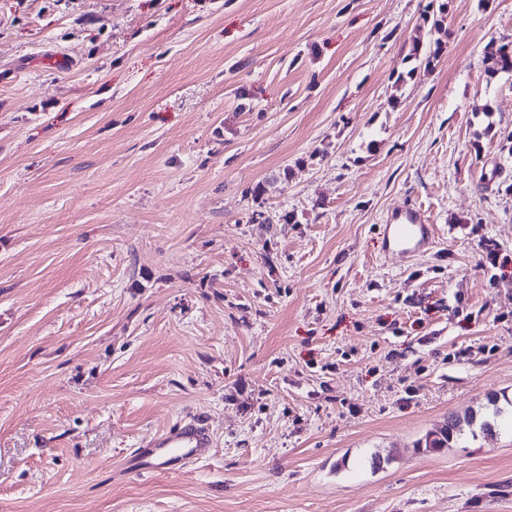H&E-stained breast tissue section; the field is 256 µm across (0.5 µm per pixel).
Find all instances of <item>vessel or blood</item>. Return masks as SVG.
<instances>
[{
  "label": "vessel or blood",
  "mask_w": 512,
  "mask_h": 512,
  "mask_svg": "<svg viewBox=\"0 0 512 512\" xmlns=\"http://www.w3.org/2000/svg\"><path fill=\"white\" fill-rule=\"evenodd\" d=\"M384 235L391 252L412 257L433 244L434 227L422 209L414 206L393 209L384 226ZM211 448L209 429L205 423L192 419L152 439L148 447L139 449L133 468L138 472L174 471L176 466L205 458Z\"/></svg>",
  "instance_id": "b4317fda"
}]
</instances>
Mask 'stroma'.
<instances>
[{
    "mask_svg": "<svg viewBox=\"0 0 512 512\" xmlns=\"http://www.w3.org/2000/svg\"><path fill=\"white\" fill-rule=\"evenodd\" d=\"M429 3L0 0V512H512V0L395 89ZM510 43V44H509ZM502 44L487 61L486 73L493 78L500 73H512V42ZM511 46L510 52L503 49ZM384 235L391 252L409 258L432 246L434 227L422 209L398 207L390 212L384 224ZM149 448H140L131 468L136 472L159 469L175 472L185 464L205 458L211 448L209 429L205 423L192 419L181 423L152 439ZM173 457L165 458L162 454ZM462 425L458 418H451L448 424L445 425L437 434L436 437L430 438V435L425 439V449H441L447 448L450 444L461 434Z\"/></svg>",
    "mask_w": 512,
    "mask_h": 512,
    "instance_id": "stroma-1",
    "label": "stroma"
}]
</instances>
